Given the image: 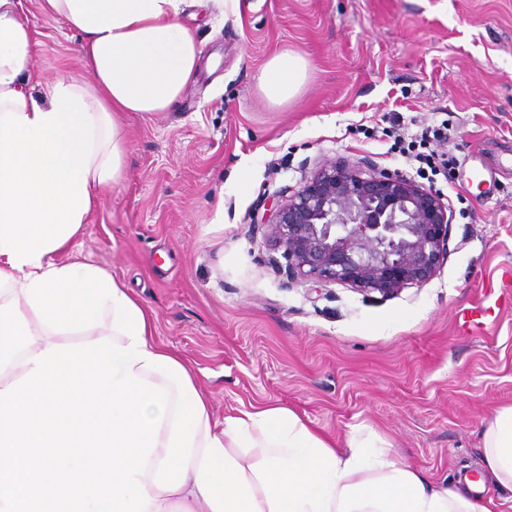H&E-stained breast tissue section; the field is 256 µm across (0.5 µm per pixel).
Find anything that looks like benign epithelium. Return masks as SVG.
Returning <instances> with one entry per match:
<instances>
[{"mask_svg": "<svg viewBox=\"0 0 512 512\" xmlns=\"http://www.w3.org/2000/svg\"><path fill=\"white\" fill-rule=\"evenodd\" d=\"M448 205L387 170L331 162L272 211L265 237L286 276L384 297L420 288L448 256Z\"/></svg>", "mask_w": 512, "mask_h": 512, "instance_id": "1", "label": "benign epithelium"}]
</instances>
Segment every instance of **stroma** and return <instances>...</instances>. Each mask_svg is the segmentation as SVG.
I'll return each instance as SVG.
<instances>
[{"instance_id":"obj_1","label":"stroma","mask_w":512,"mask_h":512,"mask_svg":"<svg viewBox=\"0 0 512 512\" xmlns=\"http://www.w3.org/2000/svg\"><path fill=\"white\" fill-rule=\"evenodd\" d=\"M23 16L34 76L91 82L77 33L40 0ZM183 23L198 71L166 110L124 116V178L77 251L152 308L215 419L278 403L339 442L371 428L432 479L475 473L482 421L512 404V306L468 336L455 313L512 293V0H240ZM283 50L307 77L274 105L256 75ZM397 119L451 120L449 154L480 169L431 186L451 223L439 273L389 298L287 281L257 223L327 162L415 178Z\"/></svg>"}]
</instances>
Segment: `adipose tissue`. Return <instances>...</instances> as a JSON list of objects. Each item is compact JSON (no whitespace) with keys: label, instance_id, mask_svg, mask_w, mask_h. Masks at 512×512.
<instances>
[{"label":"adipose tissue","instance_id":"1","mask_svg":"<svg viewBox=\"0 0 512 512\" xmlns=\"http://www.w3.org/2000/svg\"><path fill=\"white\" fill-rule=\"evenodd\" d=\"M187 0H41L44 13L82 36L84 84L58 75L29 89L34 33L22 0H0V390L24 376L28 358L62 337L27 303L35 276L64 268L103 193L123 176L128 112H160L191 81L196 40L182 22ZM300 55L283 51L259 71L275 105L306 76ZM165 412L142 483L147 512H493L476 483L438 484L405 464L372 433L344 445L280 404L242 407L215 421L204 414L186 480L174 491L153 482L165 456ZM486 485L512 492V405L484 420Z\"/></svg>","mask_w":512,"mask_h":512}]
</instances>
